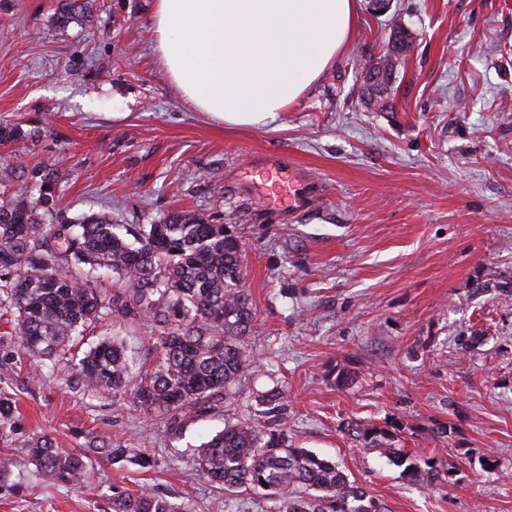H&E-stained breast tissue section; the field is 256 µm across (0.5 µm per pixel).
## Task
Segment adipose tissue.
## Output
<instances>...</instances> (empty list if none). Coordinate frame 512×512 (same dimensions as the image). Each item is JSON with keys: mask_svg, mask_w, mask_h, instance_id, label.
Masks as SVG:
<instances>
[{"mask_svg": "<svg viewBox=\"0 0 512 512\" xmlns=\"http://www.w3.org/2000/svg\"><path fill=\"white\" fill-rule=\"evenodd\" d=\"M356 0H155V49L197 110L230 126L264 125L334 62Z\"/></svg>", "mask_w": 512, "mask_h": 512, "instance_id": "ef3b65f1", "label": "adipose tissue"}]
</instances>
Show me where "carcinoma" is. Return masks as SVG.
Instances as JSON below:
<instances>
[{
	"label": "carcinoma",
	"mask_w": 512,
	"mask_h": 512,
	"mask_svg": "<svg viewBox=\"0 0 512 512\" xmlns=\"http://www.w3.org/2000/svg\"><path fill=\"white\" fill-rule=\"evenodd\" d=\"M89 0H58L56 20L66 25L90 13ZM36 198L0 196V310L15 311L16 343L55 364L70 342L97 322L103 305L92 272L112 270L119 284L112 312L151 325L155 367L128 386L122 344L105 339L78 363L77 382L91 391L131 399L166 429L196 420L235 399L239 379L256 372L242 347L256 311L244 288V253L230 227L208 216L175 211L155 224H114L106 214L72 221L61 215L54 172L38 163L28 171ZM73 265L75 271L64 269ZM258 409L200 446L199 474L224 490L274 495L278 512H390L365 494L336 463L284 444L288 401L273 388L254 396ZM415 483L452 482L431 459L402 457ZM28 455L40 473L68 484L84 467L81 457L41 437ZM114 512H186L148 488L114 487Z\"/></svg>",
	"instance_id": "obj_1"
}]
</instances>
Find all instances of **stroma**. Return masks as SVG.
Returning <instances> with one entry per match:
<instances>
[{
	"label": "stroma",
	"instance_id": "1",
	"mask_svg": "<svg viewBox=\"0 0 512 512\" xmlns=\"http://www.w3.org/2000/svg\"><path fill=\"white\" fill-rule=\"evenodd\" d=\"M56 3L0 0V125L26 133L0 144V192L35 195L39 162L71 219L152 224L180 210L232 225L256 309L244 346L261 371L227 412L174 434L77 384L74 367L32 376L1 322L14 430L0 438L13 461L0 512H113L119 480L184 512H277L195 466L199 445L274 385L288 397L285 444L335 460L391 512H512V0H390L382 12L358 0L336 60L254 127L182 97L154 48L153 0H94L65 26ZM398 22L415 43L393 111H374L353 61ZM106 336L124 341L134 372L154 364L148 322L109 311L75 357ZM355 423L389 436L362 440ZM42 436L82 456L77 480L37 472L27 450ZM108 441L152 449L154 467L102 457ZM393 448L437 460L453 484L409 481Z\"/></svg>",
	"mask_w": 512,
	"mask_h": 512
}]
</instances>
